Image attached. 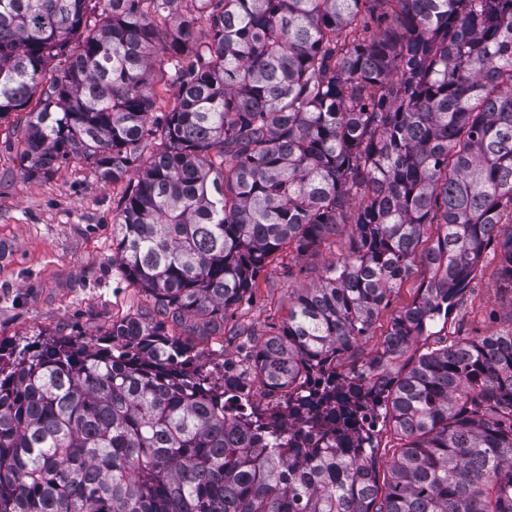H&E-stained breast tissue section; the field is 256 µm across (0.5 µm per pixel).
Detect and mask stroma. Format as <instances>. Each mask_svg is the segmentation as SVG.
I'll use <instances>...</instances> for the list:
<instances>
[{"label":"stroma","instance_id":"1","mask_svg":"<svg viewBox=\"0 0 512 512\" xmlns=\"http://www.w3.org/2000/svg\"><path fill=\"white\" fill-rule=\"evenodd\" d=\"M24 130V113L0 118V343L21 346L41 332L87 341L116 322L151 311L152 298L125 277L112 243L129 178L103 181L80 156L54 176L24 177L17 158ZM354 238V225L343 224L318 247L279 251L256 287L230 310L219 333L197 335L188 316L175 326L176 335L194 345L204 369L237 362L240 347L278 330L288 313L289 293L316 283L324 266L347 252ZM427 278L424 265L414 262L369 336L341 356L338 373L348 374L381 353L393 315L418 297ZM511 327L512 283L501 277L499 260L489 249L435 334L413 341L391 369L400 371L407 358L443 342L478 340Z\"/></svg>","mask_w":512,"mask_h":512}]
</instances>
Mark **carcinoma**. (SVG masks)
Instances as JSON below:
<instances>
[{"label":"carcinoma","mask_w":512,"mask_h":512,"mask_svg":"<svg viewBox=\"0 0 512 512\" xmlns=\"http://www.w3.org/2000/svg\"><path fill=\"white\" fill-rule=\"evenodd\" d=\"M182 2L0 0V117L28 111L23 174L72 156L104 181L134 171L112 236L155 312L96 341L0 344V512H512V327L377 385L384 479L351 428L381 362L448 315L488 247L512 282V0ZM339 224L357 228L348 253L239 366L205 372L167 331L216 327L273 255ZM417 256L429 279L383 352L342 392L309 387ZM231 370L283 402L226 414ZM178 86L165 81H158L152 87L154 95V118H163V115L169 111L173 105L175 96L177 94Z\"/></svg>","instance_id":"1"}]
</instances>
